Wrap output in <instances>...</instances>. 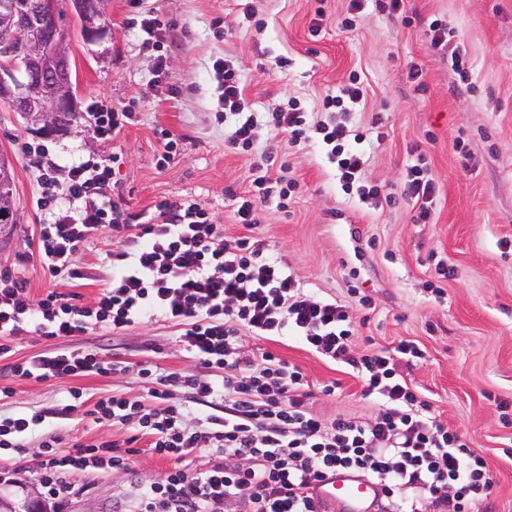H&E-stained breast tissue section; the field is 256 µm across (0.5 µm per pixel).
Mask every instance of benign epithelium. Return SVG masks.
<instances>
[{
    "mask_svg": "<svg viewBox=\"0 0 512 512\" xmlns=\"http://www.w3.org/2000/svg\"><path fill=\"white\" fill-rule=\"evenodd\" d=\"M65 4L87 40L101 34L105 0H0V102L46 136L68 130L62 114L76 112Z\"/></svg>",
    "mask_w": 512,
    "mask_h": 512,
    "instance_id": "1",
    "label": "benign epithelium"
}]
</instances>
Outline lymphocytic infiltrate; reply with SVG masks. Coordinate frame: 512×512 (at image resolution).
<instances>
[{"label":"lymphocytic infiltrate","mask_w":512,"mask_h":512,"mask_svg":"<svg viewBox=\"0 0 512 512\" xmlns=\"http://www.w3.org/2000/svg\"><path fill=\"white\" fill-rule=\"evenodd\" d=\"M213 68L222 80L220 101L232 119L227 142L251 151L260 117L247 111L241 78L232 66L219 59ZM365 98L366 87L353 73L324 97L328 121L309 124L306 112L293 101L272 113L270 121L274 135H286L291 146L319 140L344 192L362 200L378 198L379 189L363 182L365 134H350L343 118ZM274 162L269 149L254 161L250 188L236 209L248 233L230 246L222 243L221 227L207 210L186 199L164 203L163 222L133 223L108 193L114 167L107 161L72 165L61 179L53 166H39L37 206L52 217L39 227L43 269L67 273L74 281L87 279L78 254L105 228L121 247L110 256V274L89 306L72 304L55 292L32 300L22 274L0 271V357L11 351L4 336L25 330L46 338L102 327L120 333L158 318L179 327L184 349L202 361L207 374L167 375L165 387L149 390L145 405L118 395L97 405L105 419L124 423L137 418L136 437H148L152 453L174 464L162 482L136 488L135 512H224L228 505L235 512H318L313 488L339 469L381 487L380 512H407L400 496L405 487L421 492V512H474L491 494L486 462L415 393L406 370L423 359L420 346L402 339L389 351H357L347 306L302 291L281 258L253 236L258 205L273 201L287 208L297 188L292 180L273 183L268 172ZM427 172L424 155H416L403 184L404 195L418 205L419 224L435 215L436 185ZM246 331L267 338L297 337L323 359L346 365L364 382L366 395L380 399L379 415L370 421L344 414L319 418L311 410L309 384L298 366L270 351L253 360L240 357ZM114 368L92 352L64 348L13 364L10 370L48 380L106 375ZM176 387L206 407L198 428L185 426V407L172 401ZM46 416V410L27 409L0 418V452L23 450ZM42 447L44 484L54 497L70 495L66 473L120 472L132 464L108 441L71 450L46 441ZM198 450L217 461L193 472L184 461Z\"/></svg>","instance_id":"obj_1"}]
</instances>
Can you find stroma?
I'll return each mask as SVG.
<instances>
[{
    "instance_id": "1",
    "label": "stroma",
    "mask_w": 512,
    "mask_h": 512,
    "mask_svg": "<svg viewBox=\"0 0 512 512\" xmlns=\"http://www.w3.org/2000/svg\"><path fill=\"white\" fill-rule=\"evenodd\" d=\"M324 16L319 36L309 28L316 9ZM348 0H109L102 35L93 42L74 36L70 46L78 118L53 137L27 126L0 104V155L11 162L17 224H0V270L27 256V292L70 295L89 305L106 277L107 259L118 246L103 230L81 249L78 260L90 274L75 282L51 276L38 259L37 225L47 215L36 207L40 193L33 163L21 142L42 144L61 168L89 158L119 155L114 191L129 214L158 218L161 203L189 199L200 204L233 242L245 229L234 217L237 196L248 190L256 153L273 149L279 164L271 176L297 181L287 208L262 205L256 236L289 266L301 288L348 305L358 329L357 348L390 349L399 339L416 341L424 357L410 371L419 396L439 420L464 432L479 448L494 478L493 495L479 512H512V0H404L402 14L389 15L368 0L353 27L342 23ZM158 18L157 49L127 20L135 14ZM440 21L464 52L469 82L455 74L448 50L431 43L429 25ZM288 58V69L275 60ZM223 59L239 71L251 111L271 113L288 100L301 102L309 123L326 119L323 97L361 76L367 100L350 112L349 129L367 130L364 177L383 196L367 202L345 194L336 167L317 142L289 145L269 127L258 131L253 152L224 142V110L213 69ZM419 70L425 91L415 89ZM178 97H171V89ZM129 108L132 121L116 139L92 134L89 103ZM380 129H373V117ZM180 139V152L165 167L160 130ZM421 146L437 186L435 219L413 220L416 206L403 197L405 168ZM396 196L388 203L386 195ZM452 268L438 281L437 262ZM355 281L372 303L363 310L347 292ZM441 283L443 291L431 290ZM178 327L158 320L116 335L107 328L62 338L27 332L14 337L13 361L58 348H79L117 364L107 375L64 381L11 374L0 359V416L27 408L51 414L24 450L0 458L16 472L13 486L0 484V498L16 507L47 502L43 484V440L71 448L129 439L123 425L98 418L97 404L114 396L140 398L162 374L200 373L204 367L179 341ZM276 353L299 366L313 393L312 410L322 418L346 413L378 415L375 397L347 366L327 362L294 337L275 341L243 336L242 355ZM152 368V376L141 373ZM336 392L326 395V385ZM79 390L74 409L55 413L67 390ZM507 410H500V403ZM130 473L75 472L76 495L55 512H131L136 485L163 480L172 464L151 454L146 440L134 442Z\"/></svg>"
}]
</instances>
